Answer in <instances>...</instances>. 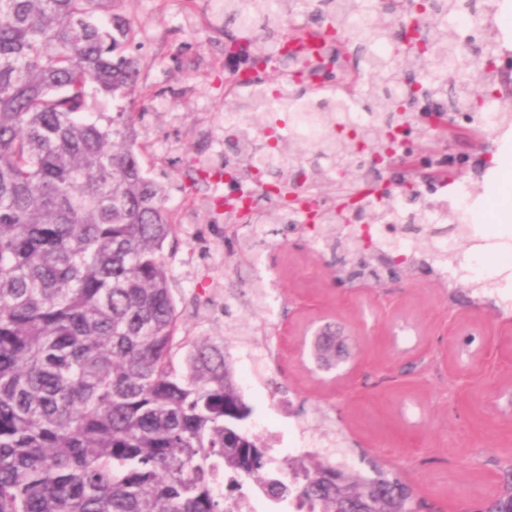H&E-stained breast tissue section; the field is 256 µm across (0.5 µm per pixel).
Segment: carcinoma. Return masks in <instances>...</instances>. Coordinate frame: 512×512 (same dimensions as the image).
<instances>
[{
  "label": "carcinoma",
  "mask_w": 512,
  "mask_h": 512,
  "mask_svg": "<svg viewBox=\"0 0 512 512\" xmlns=\"http://www.w3.org/2000/svg\"><path fill=\"white\" fill-rule=\"evenodd\" d=\"M123 0H0V512H224L227 495L254 483L274 503L307 512H411L412 489L381 469L367 474L317 453L265 471L269 448L243 427L244 401L224 344L195 345L178 370L177 331L165 242L176 225L166 186L141 164L136 28ZM296 0H224V22L256 56L296 35L283 17ZM487 0H305L304 12L344 34L342 47L382 74L360 91L368 128L336 130L323 147L288 138L265 143L258 173L284 168L322 183L319 159L345 171L359 153L383 148L382 131L401 122L400 75L416 93L479 110L494 83L469 76L448 17L481 18ZM366 20L370 39L348 23ZM421 26L423 54L364 55L368 42L394 44L401 23ZM462 80L448 85V67ZM112 111L98 112L102 100ZM349 111L346 91L318 105ZM256 134L266 113L245 106ZM421 205L375 220L398 222L414 248L440 262L445 226H420ZM331 336L317 360L336 365ZM504 494L478 512L512 505V463Z\"/></svg>",
  "instance_id": "obj_1"
}]
</instances>
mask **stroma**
<instances>
[{
	"mask_svg": "<svg viewBox=\"0 0 512 512\" xmlns=\"http://www.w3.org/2000/svg\"><path fill=\"white\" fill-rule=\"evenodd\" d=\"M140 59L143 166L165 177L176 234L165 245L178 312L172 357L182 366L200 340L223 342L252 414L275 426L272 456L295 459L298 436L326 445L331 461L377 465L409 485L420 512H479L512 462V268L498 286L440 266L411 275L362 273L338 285L340 252L316 235L278 225L247 262L224 233L223 209L206 208L213 184L201 168L222 166L230 145L224 114V0H124ZM469 167L472 216L495 241L466 239L463 256L496 261L512 248V125L454 146ZM261 281L263 300L250 285ZM331 327L349 336L346 360L317 366L309 349Z\"/></svg>",
	"mask_w": 512,
	"mask_h": 512,
	"instance_id": "1",
	"label": "stroma"
}]
</instances>
